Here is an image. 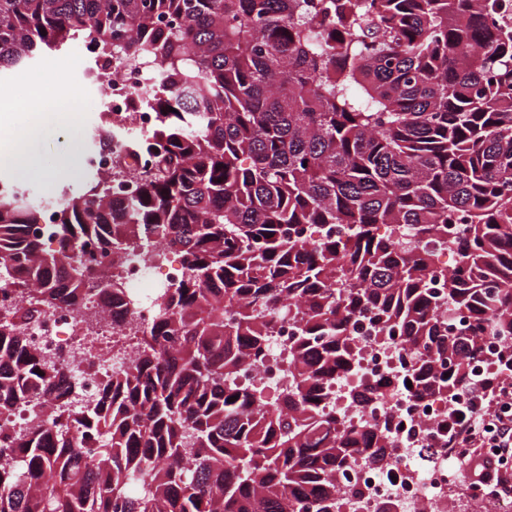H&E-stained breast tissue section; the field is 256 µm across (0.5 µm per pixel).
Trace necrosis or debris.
<instances>
[{
    "label": "necrosis or debris",
    "mask_w": 512,
    "mask_h": 512,
    "mask_svg": "<svg viewBox=\"0 0 512 512\" xmlns=\"http://www.w3.org/2000/svg\"><path fill=\"white\" fill-rule=\"evenodd\" d=\"M107 88L112 126L134 124L140 131L155 124L151 112L128 116V97L146 84L151 71L144 65H113ZM182 266L171 263L156 268L130 258L124 266L127 296L114 311L102 312L97 306L78 312L60 306L46 310L28 324L24 333L35 352L46 359L63 362V392L76 393L81 400L95 397L107 375L126 369L135 350V329L152 324L170 288L178 283ZM293 324L287 310H280L277 327L266 360L242 373V380L262 387L285 388L288 376L282 363L288 351ZM355 373L337 380L332 396L346 421L367 426L391 419L388 457L383 464L358 458L336 476L341 490L336 512H512L503 501L472 497L468 469L460 464V449L447 448L445 440L434 435L437 423L446 419L448 406L433 399L418 400L407 391L391 392L389 397L360 407L351 400L356 382L383 388L401 369L406 354L399 341L382 338L365 321L353 320ZM428 461L426 470L416 469V456ZM456 458V469H449V458Z\"/></svg>",
    "instance_id": "necrosis-or-debris-1"
}]
</instances>
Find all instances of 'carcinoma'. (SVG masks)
<instances>
[{
  "instance_id": "cac0c4a2",
  "label": "carcinoma",
  "mask_w": 512,
  "mask_h": 512,
  "mask_svg": "<svg viewBox=\"0 0 512 512\" xmlns=\"http://www.w3.org/2000/svg\"><path fill=\"white\" fill-rule=\"evenodd\" d=\"M503 15L497 0H0V75L87 41L98 71L153 65L127 111L157 114L124 149L153 175L95 176L40 231L25 184L0 180V274L21 301L0 322V420L42 400L51 423L0 432V512H336V473L387 456L386 429L330 401L354 371V317L401 338L419 398L466 392L489 336L512 368ZM331 224L346 237L304 239ZM152 245L183 279L129 368L73 410L24 326L120 299L122 260L141 246L150 263ZM281 304L288 388L267 398L238 377L265 360Z\"/></svg>"
}]
</instances>
